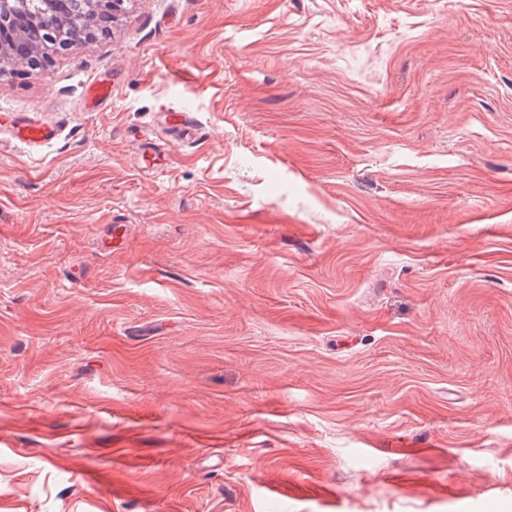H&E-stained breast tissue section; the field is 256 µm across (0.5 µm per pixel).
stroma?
I'll return each instance as SVG.
<instances>
[{
    "label": "stroma",
    "mask_w": 512,
    "mask_h": 512,
    "mask_svg": "<svg viewBox=\"0 0 512 512\" xmlns=\"http://www.w3.org/2000/svg\"><path fill=\"white\" fill-rule=\"evenodd\" d=\"M1 112L0 512H512V0H128ZM111 100L112 78L107 75H98L89 84L88 97L83 104V109L87 112H100ZM0 127L10 132L11 140L35 151L55 142L59 135L56 125L42 122L35 116L22 112H2ZM131 142L135 148V160L140 169L155 168L164 158L163 144L156 137L141 133H131Z\"/></svg>",
    "instance_id": "1"
}]
</instances>
